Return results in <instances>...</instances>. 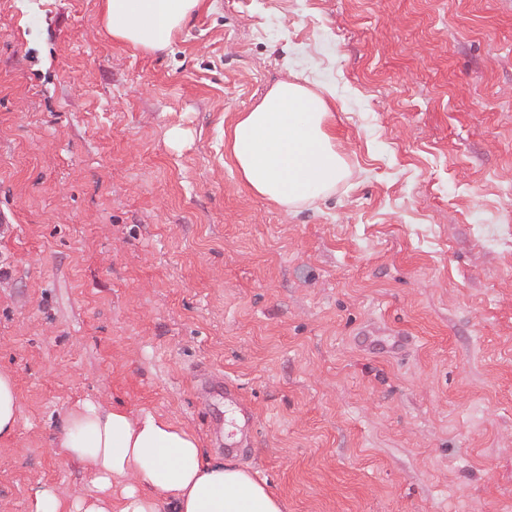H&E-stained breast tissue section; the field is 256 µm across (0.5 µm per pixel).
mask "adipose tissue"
Listing matches in <instances>:
<instances>
[{"label": "adipose tissue", "mask_w": 512, "mask_h": 512, "mask_svg": "<svg viewBox=\"0 0 512 512\" xmlns=\"http://www.w3.org/2000/svg\"><path fill=\"white\" fill-rule=\"evenodd\" d=\"M203 0H104L105 24L116 41L166 49ZM324 94L295 82L271 88L233 125L226 149L240 178L256 194L293 210L330 191L348 174L329 126ZM60 446L77 458L97 494L63 500L40 484L28 512H283L264 482L241 466L209 458L196 438L149 412H104L92 403L70 411ZM130 480L120 498L112 479Z\"/></svg>", "instance_id": "obj_1"}]
</instances>
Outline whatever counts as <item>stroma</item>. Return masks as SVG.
Here are the masks:
<instances>
[{"mask_svg":"<svg viewBox=\"0 0 512 512\" xmlns=\"http://www.w3.org/2000/svg\"><path fill=\"white\" fill-rule=\"evenodd\" d=\"M283 80L330 89L348 166L288 212L224 137ZM0 370V512L89 495L84 401L284 512H512V0H204L161 52L0 0ZM20 411L15 380L11 374L0 371V442L15 434Z\"/></svg>","mask_w":512,"mask_h":512,"instance_id":"1","label":"stroma"}]
</instances>
